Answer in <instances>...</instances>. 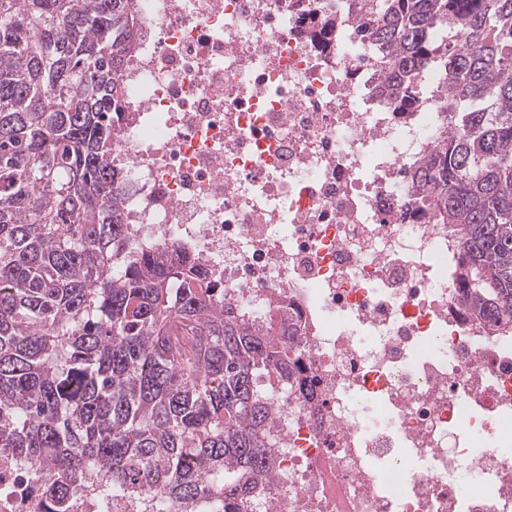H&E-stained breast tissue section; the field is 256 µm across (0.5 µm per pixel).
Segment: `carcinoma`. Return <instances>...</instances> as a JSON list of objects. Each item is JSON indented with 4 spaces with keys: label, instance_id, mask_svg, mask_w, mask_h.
Instances as JSON below:
<instances>
[{
    "label": "carcinoma",
    "instance_id": "cac0c4a2",
    "mask_svg": "<svg viewBox=\"0 0 512 512\" xmlns=\"http://www.w3.org/2000/svg\"><path fill=\"white\" fill-rule=\"evenodd\" d=\"M129 0H0V448L30 512L136 489L210 512L272 469L261 387L288 380V311L250 320L187 254L134 250L105 160ZM372 96L448 76L456 131L420 158L418 210L459 238L465 309L512 322V0H352Z\"/></svg>",
    "mask_w": 512,
    "mask_h": 512
}]
</instances>
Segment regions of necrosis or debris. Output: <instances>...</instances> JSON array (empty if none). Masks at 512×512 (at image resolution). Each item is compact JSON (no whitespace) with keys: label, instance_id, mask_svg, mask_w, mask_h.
<instances>
[{"label":"necrosis or debris","instance_id":"necrosis-or-debris-1","mask_svg":"<svg viewBox=\"0 0 512 512\" xmlns=\"http://www.w3.org/2000/svg\"><path fill=\"white\" fill-rule=\"evenodd\" d=\"M108 163L144 252L186 250L250 318L287 306L271 478L236 512H512V328L458 303L447 225L409 189L448 83L393 111L345 0H130ZM34 499L0 452V512Z\"/></svg>","mask_w":512,"mask_h":512}]
</instances>
